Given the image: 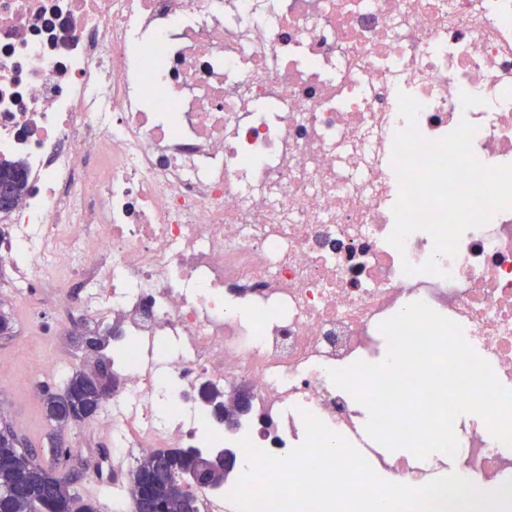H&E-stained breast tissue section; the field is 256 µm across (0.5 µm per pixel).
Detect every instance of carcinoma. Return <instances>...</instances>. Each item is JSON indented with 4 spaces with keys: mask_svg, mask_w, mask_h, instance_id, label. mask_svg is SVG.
I'll use <instances>...</instances> for the list:
<instances>
[{
    "mask_svg": "<svg viewBox=\"0 0 512 512\" xmlns=\"http://www.w3.org/2000/svg\"><path fill=\"white\" fill-rule=\"evenodd\" d=\"M108 340L98 335L91 347L97 354L94 373L99 381L80 369L69 374L62 392L47 384L41 389L45 416L56 425L48 448L51 465L43 464L34 450L17 447L14 433L0 432V512H100L99 497L71 487L79 479L77 473L64 479L57 470L64 455L62 432L97 415L104 398L101 382L115 381L112 359L103 353ZM226 473L222 452L206 457L198 448H164L139 459L130 483L146 496L153 512H196V491L223 487Z\"/></svg>",
    "mask_w": 512,
    "mask_h": 512,
    "instance_id": "1",
    "label": "carcinoma"
}]
</instances>
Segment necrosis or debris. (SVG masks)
Masks as SVG:
<instances>
[{"instance_id":"obj_1","label":"necrosis or debris","mask_w":512,"mask_h":512,"mask_svg":"<svg viewBox=\"0 0 512 512\" xmlns=\"http://www.w3.org/2000/svg\"><path fill=\"white\" fill-rule=\"evenodd\" d=\"M401 92L424 138L465 120L482 163H512V0H0V157L28 170L0 211V297L49 335L126 343L90 429L87 478L111 484L112 512L125 463L205 427L212 447L247 434L282 456L309 413L356 441L329 372L371 361L414 301L512 389V209L436 275L428 233L388 241ZM17 355L33 393L72 366ZM207 388L249 390L251 413L225 427ZM454 432L459 475L512 479L486 424ZM367 460L412 486L438 468Z\"/></svg>"}]
</instances>
